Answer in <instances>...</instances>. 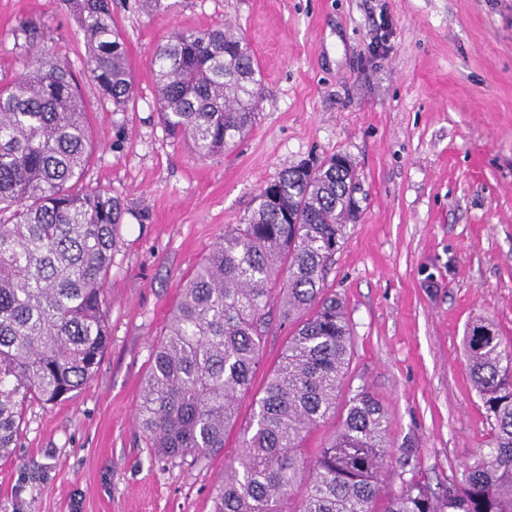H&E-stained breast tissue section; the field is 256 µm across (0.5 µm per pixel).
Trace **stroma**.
<instances>
[{"label":"stroma","instance_id":"35a3bbf8","mask_svg":"<svg viewBox=\"0 0 512 512\" xmlns=\"http://www.w3.org/2000/svg\"><path fill=\"white\" fill-rule=\"evenodd\" d=\"M165 2L149 15L138 0H112L137 89L117 112L79 64L85 43L63 0H0V84L22 69L19 20L44 23L88 111L96 148L84 183L130 211L105 285L110 344L70 399L28 406L14 454L0 459V512H213L288 331L267 337L223 452L198 463L157 457L135 420L153 350L180 281L250 214L260 187L337 152L356 165L359 219L324 286L345 302L352 347L336 416L306 452L330 441L365 387L390 414L385 489L407 468L445 491L491 435L465 329L488 319L512 342V0ZM383 14L392 28L380 47ZM224 21L258 59L260 107L233 150L199 160L159 119L151 61L170 32Z\"/></svg>","mask_w":512,"mask_h":512}]
</instances>
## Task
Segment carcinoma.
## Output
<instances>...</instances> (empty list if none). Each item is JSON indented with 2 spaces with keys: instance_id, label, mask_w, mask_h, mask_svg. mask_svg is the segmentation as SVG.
I'll return each mask as SVG.
<instances>
[{
  "instance_id": "obj_1",
  "label": "carcinoma",
  "mask_w": 512,
  "mask_h": 512,
  "mask_svg": "<svg viewBox=\"0 0 512 512\" xmlns=\"http://www.w3.org/2000/svg\"><path fill=\"white\" fill-rule=\"evenodd\" d=\"M84 35L81 64L120 109L134 97L112 0H66ZM25 60L0 87V458L17 446L28 403L53 404L95 375L109 343L104 294L121 200L82 186L92 137L73 63L45 24L15 29ZM155 82L167 133L199 159L253 127L261 72L238 27L174 31L158 44ZM349 156L285 170L257 207L182 284L138 408L156 455L198 462L224 449L252 389L273 322L290 329L242 451L224 461L214 512H512V344L489 323L464 337L470 379L493 419L487 452L439 496L411 476L383 490L388 411L366 388L312 457L306 437L336 415L351 353L342 302L323 288L355 218Z\"/></svg>"
}]
</instances>
